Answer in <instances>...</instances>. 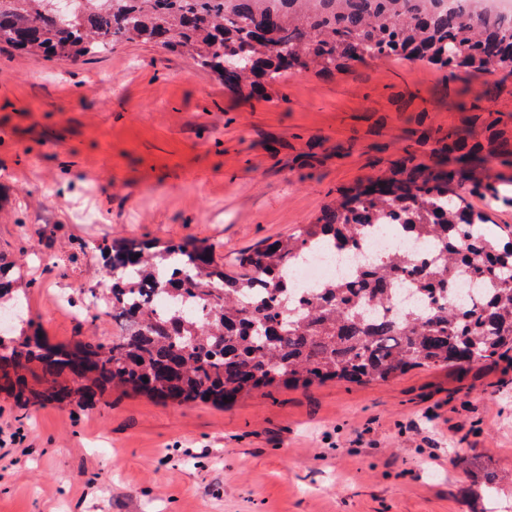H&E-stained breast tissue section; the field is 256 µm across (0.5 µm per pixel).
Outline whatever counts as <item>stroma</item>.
I'll use <instances>...</instances> for the list:
<instances>
[{
    "mask_svg": "<svg viewBox=\"0 0 512 512\" xmlns=\"http://www.w3.org/2000/svg\"><path fill=\"white\" fill-rule=\"evenodd\" d=\"M452 128L483 147L471 205L511 193L494 149L512 145V74L369 61L241 97L149 44L74 64L4 47L0 261L50 342H106L119 322L88 315L102 240L205 239L225 256L285 237L401 159L451 165ZM0 512H512V361L224 408L0 392Z\"/></svg>",
    "mask_w": 512,
    "mask_h": 512,
    "instance_id": "1",
    "label": "stroma"
}]
</instances>
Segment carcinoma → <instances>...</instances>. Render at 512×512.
Wrapping results in <instances>:
<instances>
[{
	"mask_svg": "<svg viewBox=\"0 0 512 512\" xmlns=\"http://www.w3.org/2000/svg\"><path fill=\"white\" fill-rule=\"evenodd\" d=\"M0 0V45L74 63L124 43H152L252 95L294 74L330 76L388 57L494 74L512 60V16L447 0ZM480 148L459 129L448 153ZM464 169L400 167L327 205L316 222L229 259L206 240L99 247L121 332L112 342L52 344L36 330L0 354V388L16 402L111 386L153 399L225 407L279 386L386 382L414 368L496 362L512 352V225L489 234L462 192ZM400 225L416 251L361 253L369 228ZM335 250L361 265L313 296L292 279L301 260ZM262 281L258 297L249 284ZM165 303L162 313L151 296ZM32 363L51 379L33 391Z\"/></svg>",
	"mask_w": 512,
	"mask_h": 512,
	"instance_id": "1",
	"label": "carcinoma"
}]
</instances>
